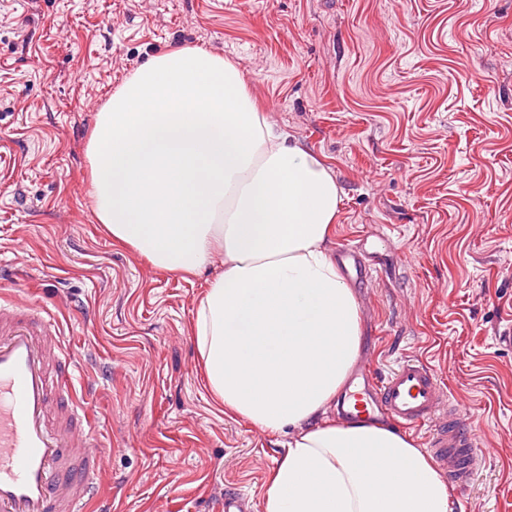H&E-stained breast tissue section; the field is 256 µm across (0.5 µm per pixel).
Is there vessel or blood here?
Here are the masks:
<instances>
[{
    "label": "vessel or blood",
    "instance_id": "b4317fda",
    "mask_svg": "<svg viewBox=\"0 0 512 512\" xmlns=\"http://www.w3.org/2000/svg\"><path fill=\"white\" fill-rule=\"evenodd\" d=\"M77 360L60 323L34 300L0 289V512H90L108 445L90 398L77 391ZM348 397L356 417L421 429L428 453L457 488L484 451L435 370L419 356L386 375L365 364Z\"/></svg>",
    "mask_w": 512,
    "mask_h": 512
}]
</instances>
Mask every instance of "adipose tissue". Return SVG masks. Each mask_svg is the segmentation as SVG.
<instances>
[{
  "label": "adipose tissue",
  "instance_id": "1",
  "mask_svg": "<svg viewBox=\"0 0 512 512\" xmlns=\"http://www.w3.org/2000/svg\"><path fill=\"white\" fill-rule=\"evenodd\" d=\"M94 211L158 269L223 272L195 312L207 385L225 410L287 433L265 512H451L414 442L326 421L360 349V311L328 251L332 169L253 105L239 68L185 47L152 57L98 112Z\"/></svg>",
  "mask_w": 512,
  "mask_h": 512
}]
</instances>
